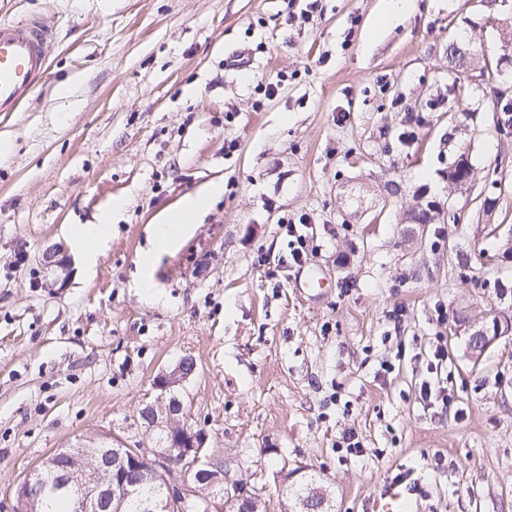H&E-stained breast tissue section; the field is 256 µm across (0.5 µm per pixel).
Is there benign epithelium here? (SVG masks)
<instances>
[{"label": "benign epithelium", "instance_id": "1", "mask_svg": "<svg viewBox=\"0 0 512 512\" xmlns=\"http://www.w3.org/2000/svg\"><path fill=\"white\" fill-rule=\"evenodd\" d=\"M471 45L461 43L456 61L448 72L471 76ZM468 350L479 359L499 339L512 335V311H493L479 323L467 324ZM196 371L193 357L185 356L170 370L154 381L157 395L144 400L138 407V419L151 431L166 435L164 444L152 448H120L112 437L99 438V447L64 448L55 451L43 462L31 468L15 490L16 512H31V489L42 484L43 473L60 469V489H75L71 494L72 512H122L125 499L139 495L146 483L161 482L156 495L141 501L142 512H196L199 503L193 498V488L214 487V497L227 498L238 505V512H256L251 495L237 480H228L224 464L216 462L205 448V434L182 418L179 400L173 399L175 388L190 379ZM189 463L191 478L188 487L179 490L167 479L168 469Z\"/></svg>", "mask_w": 512, "mask_h": 512}]
</instances>
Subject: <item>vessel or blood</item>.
Segmentation results:
<instances>
[{"label":"vessel or blood","instance_id":"vessel-or-blood-1","mask_svg":"<svg viewBox=\"0 0 512 512\" xmlns=\"http://www.w3.org/2000/svg\"><path fill=\"white\" fill-rule=\"evenodd\" d=\"M51 29L36 18L0 23V112L29 100L49 69ZM413 489L398 482L378 485L364 499L363 512H411Z\"/></svg>","mask_w":512,"mask_h":512}]
</instances>
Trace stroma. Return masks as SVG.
Masks as SVG:
<instances>
[{"mask_svg":"<svg viewBox=\"0 0 512 512\" xmlns=\"http://www.w3.org/2000/svg\"><path fill=\"white\" fill-rule=\"evenodd\" d=\"M385 4L0 0V22L36 16L54 32L46 78L0 113L13 145L0 160V512L78 439L147 447L137 407L186 355L197 371L179 397L258 512H288L284 487L311 475L332 512H360L408 469L417 512H512V338L475 362L448 334L458 308L482 319L512 289V167L497 166L512 139L492 124L512 65L454 80L448 41L512 55V0H416L375 28ZM235 56L244 65L225 68ZM462 153L475 180L458 193L448 168ZM216 180L223 196L158 263L162 299L147 300L134 278L150 224ZM115 198L110 243L84 270L71 230ZM430 201L464 223H409ZM302 217L309 252L291 265L282 224ZM54 245L68 272L44 269ZM310 275L323 288L299 292ZM429 378L450 405L423 404ZM347 431L361 453L337 451Z\"/></svg>","mask_w":512,"mask_h":512,"instance_id":"obj_1","label":"stroma"}]
</instances>
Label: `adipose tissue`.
Instances as JSON below:
<instances>
[{
	"label": "adipose tissue",
	"instance_id": "1",
	"mask_svg": "<svg viewBox=\"0 0 512 512\" xmlns=\"http://www.w3.org/2000/svg\"><path fill=\"white\" fill-rule=\"evenodd\" d=\"M224 191L220 182L208 184L196 193L184 196L177 207L165 214L161 221L153 226V247L141 254L137 266V284L145 297L160 301L154 279L156 266L162 256L178 251L183 241L194 231V219L205 212L211 202ZM121 201H112L99 217L97 223L81 224L73 235L86 262H93L99 252L108 244V232L114 213L120 210Z\"/></svg>",
	"mask_w": 512,
	"mask_h": 512
}]
</instances>
